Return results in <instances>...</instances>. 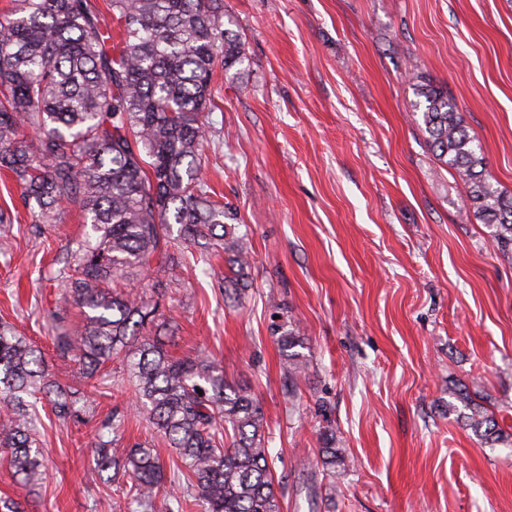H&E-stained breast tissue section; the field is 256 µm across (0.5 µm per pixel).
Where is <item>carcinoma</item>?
<instances>
[{"label": "carcinoma", "mask_w": 512, "mask_h": 512, "mask_svg": "<svg viewBox=\"0 0 512 512\" xmlns=\"http://www.w3.org/2000/svg\"><path fill=\"white\" fill-rule=\"evenodd\" d=\"M108 11L107 20L92 0H10L0 12V167L12 174L34 223H56L76 206L93 233L57 271L65 306L50 314L55 357L77 363L93 380L124 355L135 409L176 454L168 474L148 446L136 443L118 457L101 439L91 477L105 483L129 476L123 493L140 512L155 509L165 484L181 488L165 512L193 505L280 512L257 398L224 379L204 350L173 356L163 349L151 337L157 303L126 282L153 263L169 267L177 239L224 250L234 301L250 287L251 249L233 225L236 212L213 199L201 179L213 69L219 62L243 71L244 45L224 28V0H108ZM417 96L428 147L467 185L473 213L498 251L511 254L512 195L491 183L448 91L425 85ZM70 305L83 316L76 324ZM273 333L291 395L303 370L293 348L303 338L290 319ZM78 394L49 379L41 349L0 324V450L21 486L38 485L44 468L33 434L37 400H47L59 422L75 424L85 413ZM457 399L476 436L487 444L508 440L483 406L461 392ZM125 420L115 411L101 430L118 438Z\"/></svg>", "instance_id": "obj_1"}]
</instances>
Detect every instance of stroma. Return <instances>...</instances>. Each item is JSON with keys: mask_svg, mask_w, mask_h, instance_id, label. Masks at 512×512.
Wrapping results in <instances>:
<instances>
[{"mask_svg": "<svg viewBox=\"0 0 512 512\" xmlns=\"http://www.w3.org/2000/svg\"><path fill=\"white\" fill-rule=\"evenodd\" d=\"M242 74L216 68L202 179L237 211L253 286L224 297L223 256L172 270L161 299L170 354L203 347L255 394L281 512H512V444L488 445L452 410L465 389L512 434V255L475 219L414 114L417 85L447 89L493 184L512 193V0H224ZM0 322L44 352L52 275L86 228L78 208L33 223L0 171ZM298 320L306 364L283 391L276 313ZM105 380L52 360L84 393L78 424L36 405L45 477L25 493L0 453V497L29 512H131L87 484L102 420L126 413L122 446L175 451L139 413L122 358ZM343 456L322 462L326 437Z\"/></svg>", "mask_w": 512, "mask_h": 512, "instance_id": "stroma-1", "label": "stroma"}]
</instances>
